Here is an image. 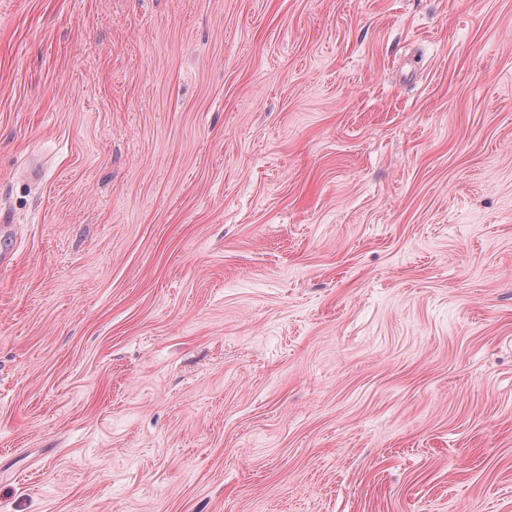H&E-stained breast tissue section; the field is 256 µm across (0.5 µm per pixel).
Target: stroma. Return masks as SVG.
<instances>
[{
  "label": "stroma",
  "instance_id": "obj_1",
  "mask_svg": "<svg viewBox=\"0 0 512 512\" xmlns=\"http://www.w3.org/2000/svg\"><path fill=\"white\" fill-rule=\"evenodd\" d=\"M0 512H512V0H0Z\"/></svg>",
  "mask_w": 512,
  "mask_h": 512
}]
</instances>
